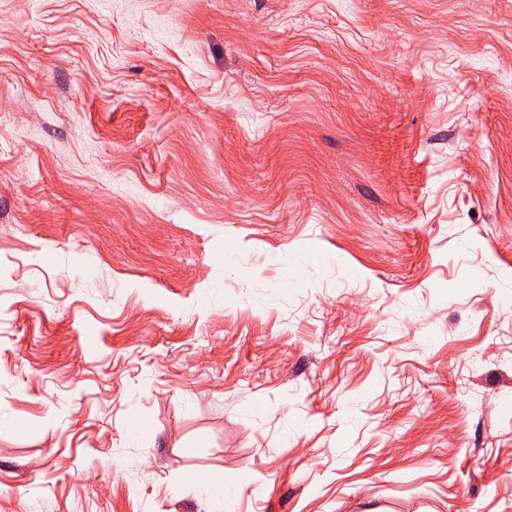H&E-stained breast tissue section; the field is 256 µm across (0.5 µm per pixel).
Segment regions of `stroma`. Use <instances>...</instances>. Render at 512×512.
Returning <instances> with one entry per match:
<instances>
[{"label": "stroma", "mask_w": 512, "mask_h": 512, "mask_svg": "<svg viewBox=\"0 0 512 512\" xmlns=\"http://www.w3.org/2000/svg\"><path fill=\"white\" fill-rule=\"evenodd\" d=\"M0 512H512V0H0Z\"/></svg>", "instance_id": "1"}]
</instances>
